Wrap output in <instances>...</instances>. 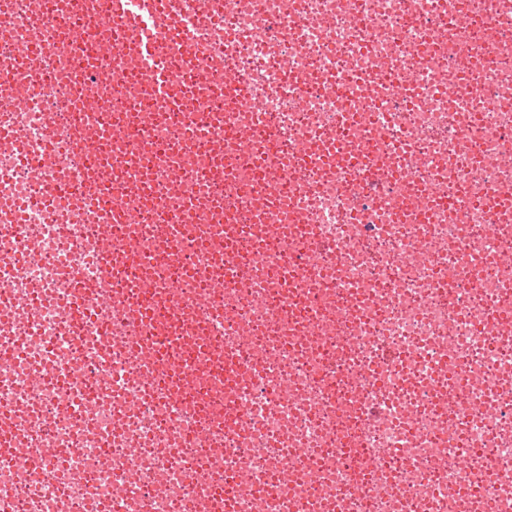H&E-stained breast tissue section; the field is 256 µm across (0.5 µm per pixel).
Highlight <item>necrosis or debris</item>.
Here are the masks:
<instances>
[{
    "label": "necrosis or debris",
    "instance_id": "1",
    "mask_svg": "<svg viewBox=\"0 0 512 512\" xmlns=\"http://www.w3.org/2000/svg\"><path fill=\"white\" fill-rule=\"evenodd\" d=\"M463 22L449 24L454 13ZM55 36L52 0H14L0 25L14 44L31 42V14ZM512 0H224V25L208 34L224 65L249 84L253 108L208 98L188 116L142 101L130 59L102 53L112 31L99 25L89 65L118 80L83 110L97 154L57 146L54 166L35 172L0 149V197L28 203L52 169L73 187L46 211H27L0 252L41 244L36 261L0 264V311L21 326L24 359L0 360V408L27 455L61 450L43 470L0 465V495L16 512H221L213 481L188 483L202 468L213 480L238 476L235 512H512V484L473 482L474 472L512 473ZM78 58L60 47L53 78L13 115L20 139L38 147L44 115L70 96ZM468 81L475 96L451 100L446 86ZM116 101L141 109L142 167L152 177L136 197L142 266L113 277L97 244L112 224L84 188L111 189L112 160L126 147L111 135ZM222 121L224 172H210L205 139L177 157L159 144ZM273 126L262 143L244 132ZM345 138L335 164L297 171L298 141ZM287 186L269 203L266 177ZM209 202L187 211L186 191ZM187 225L179 248L157 240L155 214ZM299 305L278 273L289 257ZM170 273L180 302L178 333L152 316L142 331L176 337L195 359L182 403L147 393L118 340L124 304L144 277ZM108 296L72 334L64 321L77 281ZM238 356L235 373L210 371L211 357ZM65 377L43 374L47 361ZM139 452L128 455L130 442ZM295 459L280 485L274 456ZM318 480H310V473Z\"/></svg>",
    "mask_w": 512,
    "mask_h": 512
}]
</instances>
